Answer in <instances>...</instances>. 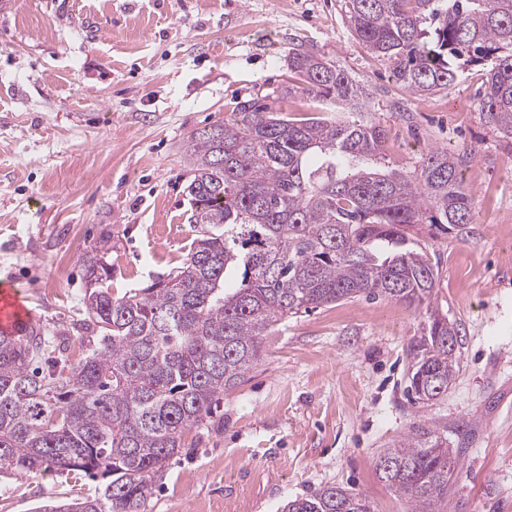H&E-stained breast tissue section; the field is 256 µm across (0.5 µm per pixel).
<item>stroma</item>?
Returning <instances> with one entry per match:
<instances>
[{"label":"stroma","instance_id":"35a3bbf8","mask_svg":"<svg viewBox=\"0 0 512 512\" xmlns=\"http://www.w3.org/2000/svg\"><path fill=\"white\" fill-rule=\"evenodd\" d=\"M347 11L346 0H0V282L35 312V328L76 350L89 336L85 261L96 250L117 296L182 266L193 136L245 98L287 117L322 110L317 97L280 95L295 80L294 49L366 85L359 118L384 129L394 166L414 170L434 147L475 152L466 232L412 230L436 272L434 304L461 328L447 395H406L425 320L415 308L354 298L288 318L155 473L145 512H282L329 484L366 493L374 512H408L374 462L421 428L462 454L439 512H512V150L480 115L484 67L409 94L351 33ZM101 483L0 471V512Z\"/></svg>","mask_w":512,"mask_h":512}]
</instances>
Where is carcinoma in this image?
<instances>
[{
    "mask_svg": "<svg viewBox=\"0 0 512 512\" xmlns=\"http://www.w3.org/2000/svg\"><path fill=\"white\" fill-rule=\"evenodd\" d=\"M351 32L413 94L446 90L491 62L481 115L512 139V0H348ZM298 83L343 110L365 88L313 50L288 55ZM383 130L356 120H289L254 98L191 138L189 223L195 237L173 276L115 297L111 275L86 260V352L30 328L0 333V468L53 467L106 480L92 494L39 512H143L152 478L179 453L224 392L240 385L282 320L360 296L425 310L409 347L407 393L432 401L459 371L448 338L460 329L432 306L435 271L406 228L462 231L473 151L435 148L419 168L370 166ZM462 470L460 454L431 429L383 450L378 479L434 512ZM369 496L325 485L283 512H362Z\"/></svg>",
    "mask_w": 512,
    "mask_h": 512,
    "instance_id": "cac0c4a2",
    "label": "carcinoma"
}]
</instances>
